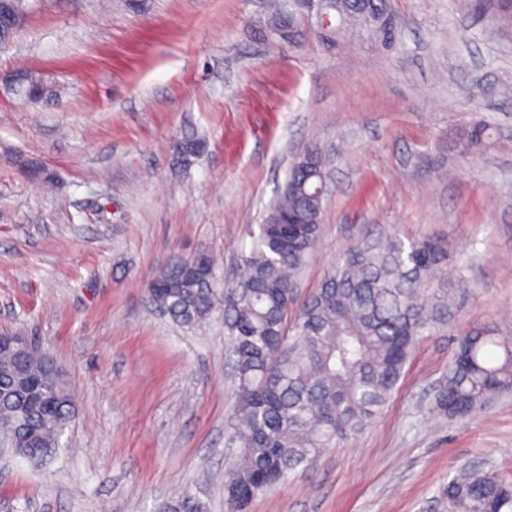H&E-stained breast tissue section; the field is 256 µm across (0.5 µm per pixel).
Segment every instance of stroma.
<instances>
[{
  "label": "stroma",
  "instance_id": "stroma-1",
  "mask_svg": "<svg viewBox=\"0 0 512 512\" xmlns=\"http://www.w3.org/2000/svg\"><path fill=\"white\" fill-rule=\"evenodd\" d=\"M31 2L0 45V333L35 339L75 405L44 462L0 450V512H159L185 492L226 512L224 315L178 326L144 284L202 249L235 274L312 144L331 181L297 301L382 230L446 242L448 280L468 285L366 428L248 512H448L458 469L512 480V395L463 418L433 408L463 336H512V28L474 0H392L387 51L355 28L330 45L312 29L272 41L268 0ZM24 70L56 82L58 102L17 95L8 77ZM192 134L206 148L183 166Z\"/></svg>",
  "mask_w": 512,
  "mask_h": 512
}]
</instances>
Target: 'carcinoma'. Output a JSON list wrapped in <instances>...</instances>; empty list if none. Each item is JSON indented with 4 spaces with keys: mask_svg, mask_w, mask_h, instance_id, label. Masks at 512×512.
Returning <instances> with one entry per match:
<instances>
[{
    "mask_svg": "<svg viewBox=\"0 0 512 512\" xmlns=\"http://www.w3.org/2000/svg\"><path fill=\"white\" fill-rule=\"evenodd\" d=\"M491 24L509 26L512 0H479ZM319 13L333 20L330 41L357 22L385 47L400 41L390 0H363L352 11L345 0H320ZM294 13L280 0L272 15L274 39L287 38ZM22 95L33 103L58 97L56 86L26 72ZM205 141L180 142L178 158L200 154ZM325 162L312 146L292 163L278 197L268 207L231 285L218 275L213 255L200 250L168 259L147 282L156 308L171 321L196 329L224 310V341L237 379L235 405L226 424L224 494L233 512L285 482L299 467L363 430L401 379L418 336L448 320L451 288L441 277L448 248L433 238L408 242L396 233L370 235L348 247L300 307L295 281L321 231ZM512 391V337L477 328L464 337L448 365L435 409L461 417L493 395ZM73 395L55 361L28 351L0 333V417L26 424L27 442L14 452L31 462L55 448L70 422ZM450 512H512V483L493 470L463 468L445 487ZM167 512H206L186 493Z\"/></svg>",
    "mask_w": 512,
    "mask_h": 512,
    "instance_id": "cac0c4a2",
    "label": "carcinoma"
}]
</instances>
